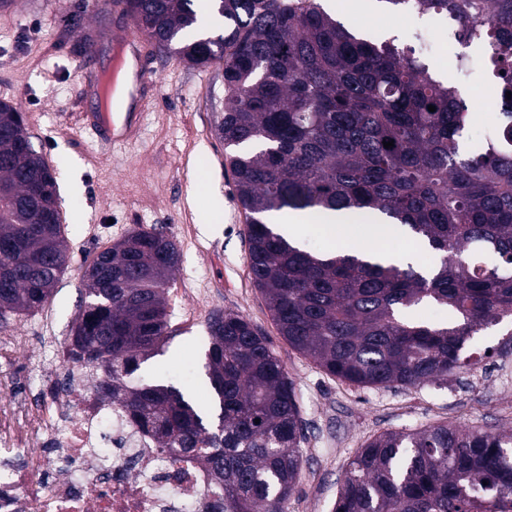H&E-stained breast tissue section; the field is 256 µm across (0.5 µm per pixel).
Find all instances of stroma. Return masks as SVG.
<instances>
[{
  "label": "stroma",
  "instance_id": "stroma-1",
  "mask_svg": "<svg viewBox=\"0 0 512 512\" xmlns=\"http://www.w3.org/2000/svg\"><path fill=\"white\" fill-rule=\"evenodd\" d=\"M75 2L15 0L0 11V100L22 112L35 149L56 174L67 250V267L43 310L9 323L33 337L19 357L23 369L47 371L42 333L68 339L87 262L134 229L154 227L173 239L181 256L166 288L177 333L137 375H161L179 388L189 379L202 381L208 317L232 310L256 325L294 381L305 421L301 475L288 512H332L348 462L383 432L443 423L512 428V390L501 391L491 379L492 368L512 356L505 329L473 337L472 348L485 353L477 369L418 388H357L290 348L249 274L245 221L213 126L227 92L221 71L150 52L142 64L155 73L159 88L143 102L138 138L101 149L79 122L85 103L73 61L82 55V35L91 31L100 47L99 70L110 68L114 35L135 28L98 10L78 11ZM343 2L350 22L375 38L396 35L409 42L425 23L417 15H392L378 0ZM463 51L458 41L443 42L433 62L466 100L490 102L484 72L459 74L456 56Z\"/></svg>",
  "mask_w": 512,
  "mask_h": 512
}]
</instances>
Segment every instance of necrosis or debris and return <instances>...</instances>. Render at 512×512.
I'll return each mask as SVG.
<instances>
[{"mask_svg":"<svg viewBox=\"0 0 512 512\" xmlns=\"http://www.w3.org/2000/svg\"><path fill=\"white\" fill-rule=\"evenodd\" d=\"M50 355L65 384L35 375L41 409L0 365V512H224L201 464L162 456L119 403L95 396L94 376L62 345Z\"/></svg>","mask_w":512,"mask_h":512,"instance_id":"4bbe7bcc","label":"necrosis or debris"}]
</instances>
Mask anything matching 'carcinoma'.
Segmentation results:
<instances>
[{"mask_svg": "<svg viewBox=\"0 0 512 512\" xmlns=\"http://www.w3.org/2000/svg\"><path fill=\"white\" fill-rule=\"evenodd\" d=\"M158 52L218 66L228 94L215 129L229 150L246 217L248 266L288 345L359 388L418 387L476 367L480 332L512 325V110L466 142L478 113L415 49L345 25L323 0H208L222 24H202L198 0H120ZM394 14H437L482 45L512 106V0H382ZM436 111L431 112L428 106ZM22 113L0 101V324L43 309L67 254L57 177ZM394 141L391 148L384 143ZM350 212L401 224L436 252L428 268L354 250L313 252L268 223L276 212ZM176 244L138 229L99 251L112 294L88 293L68 358L97 377L160 453L193 456L224 492V512H286L299 480L304 419L293 382L245 316L207 321L203 365L215 406L132 376L173 337L165 287ZM423 304L452 319L431 324ZM333 512H512V430L438 424L381 434L349 461Z\"/></svg>", "mask_w": 512, "mask_h": 512, "instance_id": "carcinoma-1", "label": "carcinoma"}]
</instances>
